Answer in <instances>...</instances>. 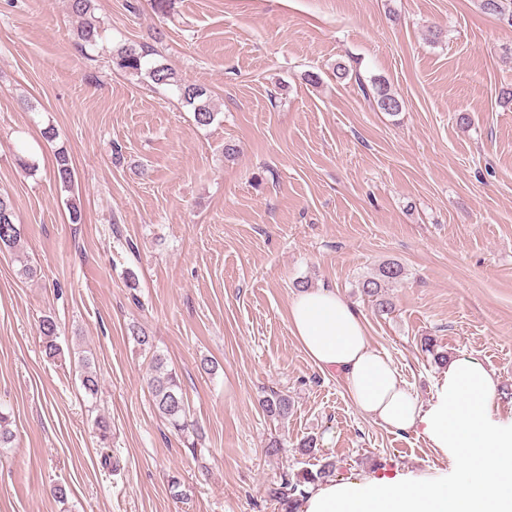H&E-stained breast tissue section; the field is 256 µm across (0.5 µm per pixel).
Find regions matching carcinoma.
Returning a JSON list of instances; mask_svg holds the SVG:
<instances>
[{"mask_svg":"<svg viewBox=\"0 0 512 512\" xmlns=\"http://www.w3.org/2000/svg\"><path fill=\"white\" fill-rule=\"evenodd\" d=\"M71 11L82 19L78 30L80 49L93 44L98 36L96 20L92 19V0H70ZM153 54V48L147 45H123L115 53V64L128 71L139 73L146 71L149 79L159 86H173L180 100L189 106L194 114L195 122L200 126H208L215 120V112L211 105L208 90L198 84L187 83L177 76L171 66L164 63H152L145 67L146 58ZM364 95L375 102L378 109L390 114L399 113L403 101L384 82L372 83V89L363 90ZM53 176L63 187L72 189L74 185V169L68 152L62 148L54 155ZM14 203L7 197L0 196V248L13 250L21 237L20 225L15 223ZM403 267L397 262H387L379 266L377 272L362 280L358 288L363 295L375 299L376 306L382 312L392 309L391 303L384 298L382 290L402 280ZM44 352L47 357L54 358L61 354L57 342L58 325L51 315H45L39 324ZM83 376L82 386L91 396L98 393L99 381L91 368L90 358L81 359ZM152 404L158 415L176 432L187 439V448L191 453L197 452V442L193 437L202 435L201 427L191 419L190 406L176 371L167 369V359L160 353L152 354V376L148 381ZM263 411L270 417L284 418L288 415V396L271 392L262 401ZM333 465L326 462L317 470H303L295 475V480H283L279 486L270 490V495L281 506L293 508L297 497L306 495L305 487L324 479L331 472Z\"/></svg>","mask_w":512,"mask_h":512,"instance_id":"obj_1","label":"carcinoma"}]
</instances>
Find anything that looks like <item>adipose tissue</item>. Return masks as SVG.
Wrapping results in <instances>:
<instances>
[{"mask_svg": "<svg viewBox=\"0 0 512 512\" xmlns=\"http://www.w3.org/2000/svg\"><path fill=\"white\" fill-rule=\"evenodd\" d=\"M288 319L311 361L345 376L360 412L392 430L421 432L466 468L448 488L404 481L317 488L307 512H512V423L492 419L496 381L480 360H451L424 406L403 387L392 360L370 346L360 318L336 291L298 295ZM487 473L495 474L494 487L483 485Z\"/></svg>", "mask_w": 512, "mask_h": 512, "instance_id": "1", "label": "adipose tissue"}]
</instances>
